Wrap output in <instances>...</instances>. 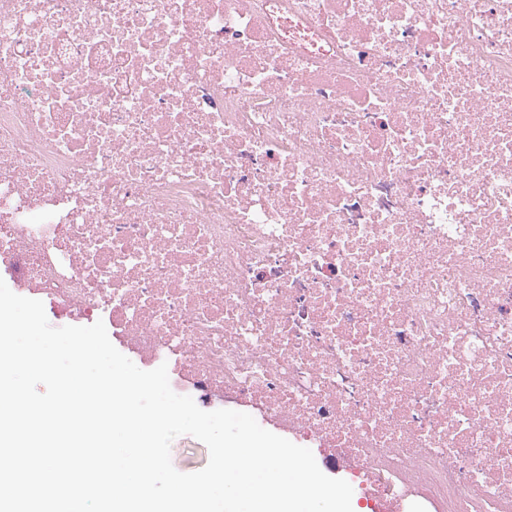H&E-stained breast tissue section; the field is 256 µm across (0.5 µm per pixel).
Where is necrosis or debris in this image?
Returning <instances> with one entry per match:
<instances>
[{
	"label": "necrosis or debris",
	"mask_w": 512,
	"mask_h": 512,
	"mask_svg": "<svg viewBox=\"0 0 512 512\" xmlns=\"http://www.w3.org/2000/svg\"><path fill=\"white\" fill-rule=\"evenodd\" d=\"M0 268L366 512H512V0H0Z\"/></svg>",
	"instance_id": "4bbe7bcc"
}]
</instances>
